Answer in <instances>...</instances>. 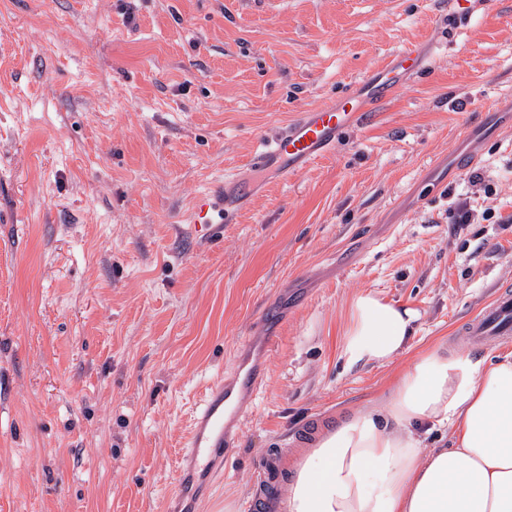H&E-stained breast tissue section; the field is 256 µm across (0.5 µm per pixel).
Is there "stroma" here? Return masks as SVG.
Masks as SVG:
<instances>
[{
    "label": "stroma",
    "mask_w": 512,
    "mask_h": 512,
    "mask_svg": "<svg viewBox=\"0 0 512 512\" xmlns=\"http://www.w3.org/2000/svg\"><path fill=\"white\" fill-rule=\"evenodd\" d=\"M412 41L427 71L334 154L195 232L196 197L251 178L260 136ZM501 281L512 0H0V512H170L193 408L260 353L196 503L245 512L265 449L381 403L418 354L512 351L456 334ZM365 291L419 313L385 365L343 353Z\"/></svg>",
    "instance_id": "35a3bbf8"
}]
</instances>
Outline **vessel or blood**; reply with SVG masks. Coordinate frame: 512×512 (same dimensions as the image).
<instances>
[{"label": "vessel or blood", "mask_w": 512, "mask_h": 512, "mask_svg": "<svg viewBox=\"0 0 512 512\" xmlns=\"http://www.w3.org/2000/svg\"><path fill=\"white\" fill-rule=\"evenodd\" d=\"M430 46L404 45L357 81L344 95L326 99L320 106L299 113L274 137L262 138L251 166L256 171H273L288 177L331 153L343 132L372 114L386 98L421 73L430 57ZM251 186L240 176L225 175L194 202L196 229L215 220H228L235 210L233 198L249 195ZM461 334L486 343L512 338V282L497 285L491 299L467 319ZM264 374L260 361L240 360L233 378L218 379L193 417L188 447L178 460L176 496L185 507H193L215 471L223 469L228 448L234 445L232 431L241 415V396L259 391ZM287 449L272 448L263 456L260 481L266 487L248 503L249 512H281V503L272 488L288 478Z\"/></svg>", "instance_id": "b4317fda"}]
</instances>
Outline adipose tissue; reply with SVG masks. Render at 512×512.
<instances>
[{
  "mask_svg": "<svg viewBox=\"0 0 512 512\" xmlns=\"http://www.w3.org/2000/svg\"><path fill=\"white\" fill-rule=\"evenodd\" d=\"M418 312L356 295L348 364L384 365L410 347ZM446 427L444 448L423 428ZM287 512H512V352L493 360L432 348L393 383L385 413L324 431L292 474Z\"/></svg>",
  "mask_w": 512,
  "mask_h": 512,
  "instance_id": "1",
  "label": "adipose tissue"
}]
</instances>
